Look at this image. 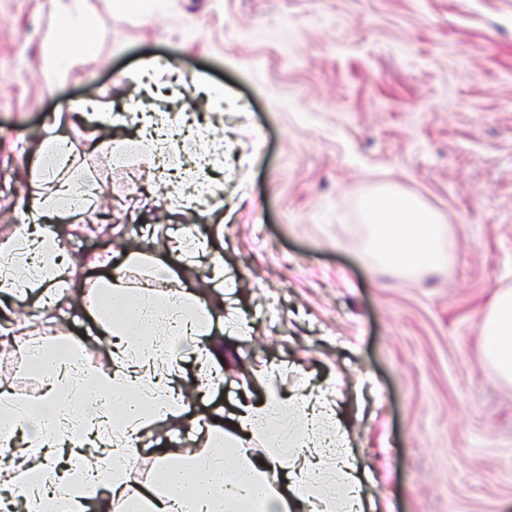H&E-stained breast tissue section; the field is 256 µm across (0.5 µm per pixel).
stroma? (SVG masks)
I'll use <instances>...</instances> for the list:
<instances>
[{
    "instance_id": "stroma-1",
    "label": "stroma",
    "mask_w": 512,
    "mask_h": 512,
    "mask_svg": "<svg viewBox=\"0 0 512 512\" xmlns=\"http://www.w3.org/2000/svg\"><path fill=\"white\" fill-rule=\"evenodd\" d=\"M82 7L92 52L49 84L56 0H0V241L51 190L27 175L44 139H70L99 189L91 212L49 216L76 285L97 295L102 246L152 255L216 301L223 382L197 414L228 420L277 367L280 391L304 379L337 395L373 512H512V383L490 381L479 350L491 297L512 289V0H164L148 20L143 0ZM146 91L155 112L191 95L183 112L222 147L208 200L113 163L111 147L144 137L129 115ZM94 103L111 124L76 120ZM382 190L439 216L442 265L403 276L375 262L364 203ZM185 224L232 290L172 250ZM0 305L19 328L0 341L15 397L45 391L26 368L42 341L101 366L89 316ZM170 448L200 446L162 425L138 472L152 478Z\"/></svg>"
}]
</instances>
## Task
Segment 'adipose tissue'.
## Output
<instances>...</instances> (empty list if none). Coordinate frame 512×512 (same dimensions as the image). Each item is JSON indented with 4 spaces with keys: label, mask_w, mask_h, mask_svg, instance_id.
Returning a JSON list of instances; mask_svg holds the SVG:
<instances>
[{
    "label": "adipose tissue",
    "mask_w": 512,
    "mask_h": 512,
    "mask_svg": "<svg viewBox=\"0 0 512 512\" xmlns=\"http://www.w3.org/2000/svg\"><path fill=\"white\" fill-rule=\"evenodd\" d=\"M60 11L55 37L45 49L51 78L68 65L66 47L91 25L77 0H66ZM31 177L55 180L56 188L53 195L31 202L20 221L21 242L0 243V288L21 299L34 285H43L53 307H80L114 343L103 368L92 373L76 356L65 373L52 360L44 361L40 373L50 386L52 417H35L30 401L0 393V402L22 408L13 417L14 426L42 428L40 447L10 453L25 512H44L49 504L56 512H87L92 502L100 512H111L117 502L126 512H364L362 480L335 401L322 395L286 397L272 387L263 401L239 406L232 431L195 416L192 400L178 386L184 344H194L195 362L204 373L196 393L223 379L216 367L221 349L200 342L210 332L208 303L200 292L184 288L162 295L133 292L129 269L144 261L145 253L116 262L108 251L96 262L112 273L100 285V301L86 303L73 286L56 231L42 221L76 196L83 171L75 156L50 138ZM366 214L369 250L379 264L411 274L442 262V226L411 198L378 195L367 202ZM20 243L26 248L22 256L16 253ZM480 350L490 376L511 382V290L491 300L481 324ZM78 389L94 394L97 410L74 432L66 425L71 414L67 400ZM167 422L192 423L210 453L194 459L177 452L161 455L150 482L133 485L130 473L137 454L128 435H149ZM260 443L269 446L268 454L257 453Z\"/></svg>",
    "instance_id": "ef3b65f1"
}]
</instances>
